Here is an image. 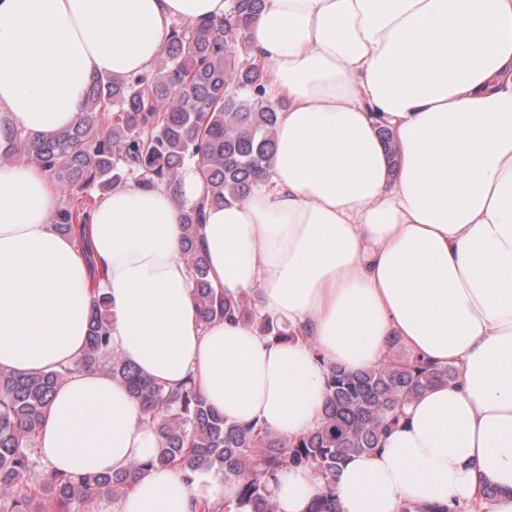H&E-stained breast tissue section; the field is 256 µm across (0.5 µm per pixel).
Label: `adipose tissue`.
<instances>
[{"mask_svg":"<svg viewBox=\"0 0 512 512\" xmlns=\"http://www.w3.org/2000/svg\"><path fill=\"white\" fill-rule=\"evenodd\" d=\"M228 2L0 0V155L70 126L93 75L149 70L175 22L221 20ZM246 38L279 104L275 147L246 198L206 208L198 240L214 288L261 293L295 336L202 322L182 256V209L210 193L195 163L178 192L103 195L89 260L53 222L47 174L0 162V368L68 371L39 456L106 475L161 445L124 385L78 366L97 289L115 353L289 440L320 424L331 366H377L396 339L454 367L382 448L341 464L340 512H512V0H265ZM321 489L294 468L272 492L278 512H308ZM234 494L216 470L164 469L118 506L96 497L101 512H199Z\"/></svg>","mask_w":512,"mask_h":512,"instance_id":"adipose-tissue-1","label":"adipose tissue"}]
</instances>
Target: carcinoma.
<instances>
[{
	"label": "carcinoma",
	"instance_id": "1",
	"mask_svg": "<svg viewBox=\"0 0 512 512\" xmlns=\"http://www.w3.org/2000/svg\"><path fill=\"white\" fill-rule=\"evenodd\" d=\"M263 0H231L222 21L175 26L160 67L123 78L92 79L86 111L48 136H27L15 148L63 189L96 185L102 191L138 175L143 185L164 183L177 191L185 161L196 162L211 186L210 203L246 197L274 149L277 107L266 91L267 75L250 58L245 32ZM90 206L70 204L55 216L57 229L78 234ZM204 205L183 214V258L193 273L201 319L251 317L256 305L232 300L211 286L207 260L197 243ZM79 366L102 367L137 399L145 419L158 422L157 455L104 476L35 472L32 456L45 408L70 369L19 376L0 369V512H69L76 500L104 489L124 494L149 469L185 463L215 467L237 485L221 512H277L271 484L290 467L310 469L323 480L310 512H339L336 473L348 457L382 447L403 408L428 388L455 378L456 369L409 355L398 362L350 372L333 366L315 429L283 441L257 425L230 422L209 407L187 382L165 389L110 348L107 298L92 297L86 349Z\"/></svg>",
	"mask_w": 512,
	"mask_h": 512
}]
</instances>
